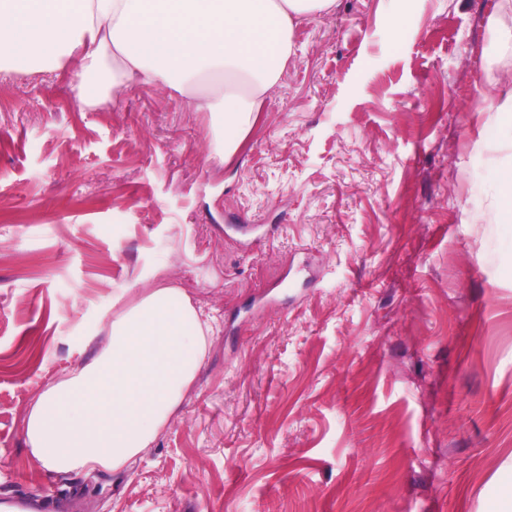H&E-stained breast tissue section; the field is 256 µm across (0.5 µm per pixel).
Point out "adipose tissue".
I'll use <instances>...</instances> for the list:
<instances>
[{
  "instance_id": "adipose-tissue-1",
  "label": "adipose tissue",
  "mask_w": 512,
  "mask_h": 512,
  "mask_svg": "<svg viewBox=\"0 0 512 512\" xmlns=\"http://www.w3.org/2000/svg\"><path fill=\"white\" fill-rule=\"evenodd\" d=\"M336 0H0V71L74 58L90 108L131 81L164 84L205 113L211 159L230 162L294 52L295 30ZM211 328L181 289L161 286L116 312L97 353L52 380L22 432L58 474L126 467L193 389Z\"/></svg>"
}]
</instances>
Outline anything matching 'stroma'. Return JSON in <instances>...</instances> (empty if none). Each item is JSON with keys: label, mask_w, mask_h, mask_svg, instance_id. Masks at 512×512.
Segmentation results:
<instances>
[{"label": "stroma", "mask_w": 512, "mask_h": 512, "mask_svg": "<svg viewBox=\"0 0 512 512\" xmlns=\"http://www.w3.org/2000/svg\"><path fill=\"white\" fill-rule=\"evenodd\" d=\"M503 0H336L232 162L76 60L0 72V499L69 512H512V131L481 111ZM213 326L196 385L120 473L61 476L22 419L124 289Z\"/></svg>", "instance_id": "1"}]
</instances>
